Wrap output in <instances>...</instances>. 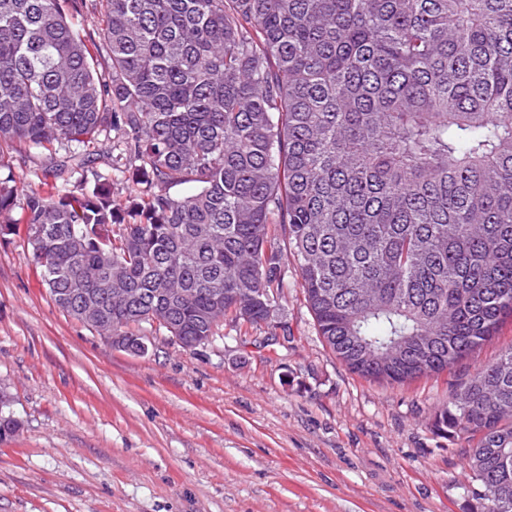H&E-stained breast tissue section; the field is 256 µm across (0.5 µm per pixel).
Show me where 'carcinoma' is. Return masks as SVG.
<instances>
[{
    "label": "carcinoma",
    "instance_id": "1",
    "mask_svg": "<svg viewBox=\"0 0 512 512\" xmlns=\"http://www.w3.org/2000/svg\"><path fill=\"white\" fill-rule=\"evenodd\" d=\"M0 172V235L77 321L205 345L273 324L291 257L352 373L449 371L512 318V0H0ZM430 429L471 442L473 512H512V346ZM119 138L116 133H112L109 139H105L100 145V151L97 152L95 167L101 173L107 175L112 180L113 198L117 204H123L133 187L128 181V174L125 176L119 171L112 170V155L119 152ZM46 164V159L37 154H33L32 159H26L25 163L23 161L16 162L14 171L17 184L21 182L18 185L24 184L28 188H38L39 178H44L43 169Z\"/></svg>",
    "mask_w": 512,
    "mask_h": 512
}]
</instances>
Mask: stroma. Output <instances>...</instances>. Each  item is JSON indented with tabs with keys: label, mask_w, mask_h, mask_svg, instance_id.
Returning <instances> with one entry per match:
<instances>
[{
	"label": "stroma",
	"mask_w": 512,
	"mask_h": 512,
	"mask_svg": "<svg viewBox=\"0 0 512 512\" xmlns=\"http://www.w3.org/2000/svg\"><path fill=\"white\" fill-rule=\"evenodd\" d=\"M279 328L225 317L186 349L143 326L135 355L67 316L24 225L0 240V512H469L465 441L429 422L512 345V318L449 373L364 380L324 345L296 276Z\"/></svg>",
	"instance_id": "stroma-1"
}]
</instances>
